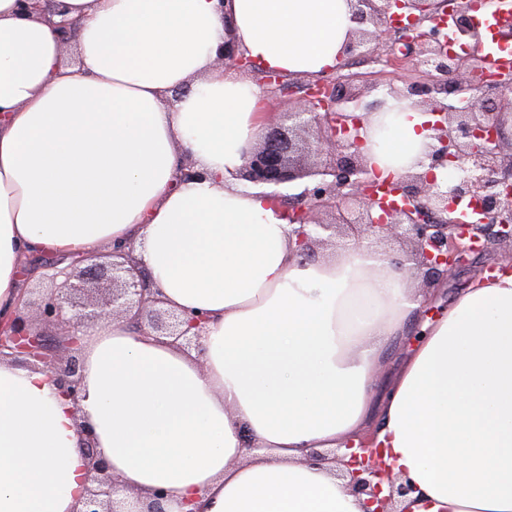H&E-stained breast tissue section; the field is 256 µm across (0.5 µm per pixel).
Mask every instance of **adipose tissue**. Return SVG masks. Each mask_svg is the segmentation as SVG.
<instances>
[{"label":"adipose tissue","instance_id":"adipose-tissue-1","mask_svg":"<svg viewBox=\"0 0 512 512\" xmlns=\"http://www.w3.org/2000/svg\"><path fill=\"white\" fill-rule=\"evenodd\" d=\"M64 3L71 51L0 0V314L19 304L22 249L123 242L165 308L208 320L190 353L118 319L81 328L76 408L41 369L0 361V512H76L84 424L118 502L160 488L167 512H363L335 463L305 454L373 428L417 487L405 512H512V271L416 326L409 267L361 246L302 260L238 176L265 90L215 68L219 46L260 71L323 74L353 36V0ZM360 119L372 169L427 171L431 115L388 96ZM184 156L202 179L176 182Z\"/></svg>","mask_w":512,"mask_h":512}]
</instances>
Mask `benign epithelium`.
<instances>
[{"label": "benign epithelium", "mask_w": 512, "mask_h": 512, "mask_svg": "<svg viewBox=\"0 0 512 512\" xmlns=\"http://www.w3.org/2000/svg\"><path fill=\"white\" fill-rule=\"evenodd\" d=\"M22 11L60 15L54 23L62 41H69L76 23L63 18L61 3L52 0H19ZM440 0H354L357 30L345 46V57L386 54V61L410 57L423 68L426 82L405 91H393L435 117L434 144L428 154L429 171L407 173L397 181L401 202L384 207L370 188L373 178L360 151V123L351 112H371L378 102L366 103L353 90L355 74L308 77L291 82L266 76L267 92L284 96L288 111L284 123L269 126L260 140L245 151L240 177L271 189L270 197L282 217L293 226L292 235L301 256L316 259L314 245L335 236L370 248L396 242L404 249L391 261L410 265L424 301L429 291L448 282V276L469 264L475 254L497 246L512 247V178L502 171L512 167V143L503 126L512 116V85L487 81L488 60L483 54L478 26L457 2L451 11L461 50L447 54V24ZM413 22L408 34L399 36V49L383 52L379 31L399 17ZM217 65L247 71L249 61L232 42L218 50ZM447 168L448 179L437 181L433 169ZM302 187L296 195L286 193ZM99 256H77L59 271L63 285L35 309L27 296L12 317L0 319V360L11 359L47 371L53 382L78 405L82 388V362L76 331L104 315L124 318L137 329L172 337L181 346L196 345L189 335L204 324L202 314L182 317L161 307L152 283L138 267L131 251L116 246ZM64 258L49 254L39 260L26 255L20 275L28 280L39 270L56 269ZM86 301L76 300V293ZM53 329L46 335L37 324ZM377 431L345 443L335 459L349 487L364 497V512H399V499L414 492L409 481L394 474L376 443ZM84 455L92 486L77 512H167L165 493L157 490L152 501L126 508L112 499L118 484L91 433H86Z\"/></svg>", "instance_id": "obj_1"}]
</instances>
